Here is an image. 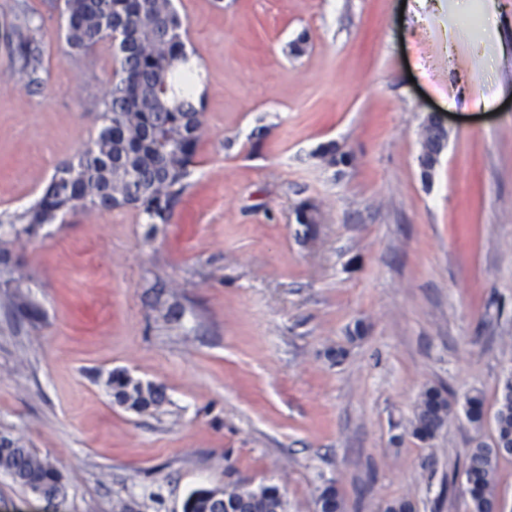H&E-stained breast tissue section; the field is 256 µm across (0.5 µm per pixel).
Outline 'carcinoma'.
<instances>
[{"label":"carcinoma","mask_w":512,"mask_h":512,"mask_svg":"<svg viewBox=\"0 0 512 512\" xmlns=\"http://www.w3.org/2000/svg\"><path fill=\"white\" fill-rule=\"evenodd\" d=\"M70 57L92 53L110 40L116 46L118 68L105 83L100 100L104 125L96 139L75 159L57 167L42 195L21 212H3L0 225V287L3 301L21 314L30 311L22 288L23 272L8 264L16 243L44 224L76 209L110 211L135 209L149 224L168 223L174 205L191 185L194 156L204 126L202 106L195 100V66L186 50L187 29L173 0H53ZM20 28L27 32L13 52L15 75L22 86L39 84L43 54L30 47L41 29L35 12L23 9ZM106 386L115 402L136 412L158 409L164 389L143 383L123 371L109 375ZM467 421L481 427L484 400L467 394ZM452 405L439 389H426L410 423L414 437L426 441L447 424ZM495 436L480 442L464 466V492L470 512H495L499 497L495 478L500 458L512 455V374L503 380L493 414ZM0 471L26 489L62 485V474L45 466V458L21 439L3 437ZM319 512H343L336 488L325 486L316 499ZM288 504L275 485L258 490L234 487L221 494L197 489L184 503L185 512H287Z\"/></svg>","instance_id":"carcinoma-1"}]
</instances>
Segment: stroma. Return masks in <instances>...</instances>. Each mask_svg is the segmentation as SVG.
Instances as JSON below:
<instances>
[{"mask_svg": "<svg viewBox=\"0 0 512 512\" xmlns=\"http://www.w3.org/2000/svg\"><path fill=\"white\" fill-rule=\"evenodd\" d=\"M20 89L0 39V211L29 206L96 135L110 43ZM203 80L192 183L166 224L77 209L17 244L34 311L0 304V434L64 477L32 495L0 471V512H182L199 488L279 486L315 512H469L467 455L491 441L512 370V0H176ZM305 40L301 55L292 43ZM448 144L419 164L429 117ZM319 220L297 221L303 205ZM115 370L162 385L120 406ZM455 413L428 442L421 393ZM106 386L116 403L139 413L158 409L166 399L161 386L144 384L123 371L112 372Z\"/></svg>", "mask_w": 512, "mask_h": 512, "instance_id": "stroma-1", "label": "stroma"}]
</instances>
